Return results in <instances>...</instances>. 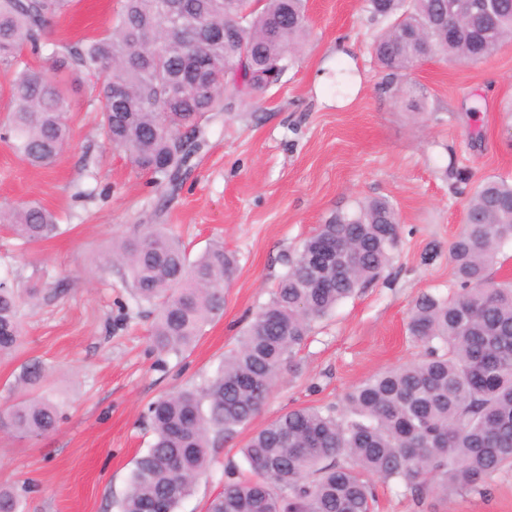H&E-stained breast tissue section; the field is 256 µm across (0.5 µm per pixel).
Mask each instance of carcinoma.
Returning <instances> with one entry per match:
<instances>
[{
	"label": "carcinoma",
	"mask_w": 512,
	"mask_h": 512,
	"mask_svg": "<svg viewBox=\"0 0 512 512\" xmlns=\"http://www.w3.org/2000/svg\"><path fill=\"white\" fill-rule=\"evenodd\" d=\"M70 0H0V74L7 78L8 133L29 165L54 160L69 142L63 70L101 80L102 126L112 145L158 185H171L201 149L211 112L278 83L308 36L307 0H120L109 31L54 49L45 70L23 60L39 54L49 21ZM496 23L448 15V0H363L380 25L372 51L389 81L423 57L469 63L512 40V0H495ZM198 18L232 36L207 37L189 50L157 34L164 22L194 38ZM176 102H168L172 88ZM400 219L385 198L359 201L317 225L285 259L267 303L203 385L183 388L148 407L155 440L136 461L120 512H176L210 467L209 449L232 438L260 412L283 372L299 373V351L316 323L342 301L378 281L396 257ZM21 245L59 231L55 215L32 201L0 210ZM512 242V181L483 178L448 248L452 296L424 294L411 307L407 332L423 348L417 361L377 373L341 407L308 406L268 422L242 453L251 477L227 470L224 490L206 512H373L378 476L421 501L488 492L512 469V282L490 269ZM112 262L129 273L139 304L154 308L151 338L161 353L189 347L224 310V282L235 256L213 243L189 260L178 239L151 224L112 244ZM16 290L0 288V353L21 336ZM42 368L23 366L18 384L40 387ZM60 410L44 396L9 407L20 434L54 429Z\"/></svg>",
	"instance_id": "1"
}]
</instances>
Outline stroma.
Returning a JSON list of instances; mask_svg holds the SVG:
<instances>
[{
	"label": "stroma",
	"instance_id": "1",
	"mask_svg": "<svg viewBox=\"0 0 512 512\" xmlns=\"http://www.w3.org/2000/svg\"><path fill=\"white\" fill-rule=\"evenodd\" d=\"M116 0H72L50 20L49 42L76 44L103 34ZM310 35L281 82L215 112L202 124L201 150L176 186L155 185L99 126L88 88L71 95L68 148L34 168L5 134L9 102L0 94V208L38 201L60 224L54 238L20 246L0 227V279L22 296L24 334L0 355V414L23 364L40 362L42 395L59 403L57 427L39 436L0 422V486L23 512H119L136 459L154 436L148 405L216 371L252 314L266 303L283 259L336 210L374 197L400 218L401 244L383 277L317 324L300 374H283L261 412L211 451L210 473L178 512H205L225 470H247L250 435L304 406L341 405L371 375L417 359L406 332L425 293L448 294V246L482 178L512 180V42L491 57H439L389 85L370 43L377 30L362 0H309ZM463 170L465 180L449 175ZM162 224L189 258L223 242L238 259L224 286V313L181 354L152 348V319L136 304L112 242ZM375 512H512V471L487 494L432 493L424 501L375 479Z\"/></svg>",
	"mask_w": 512,
	"mask_h": 512
}]
</instances>
